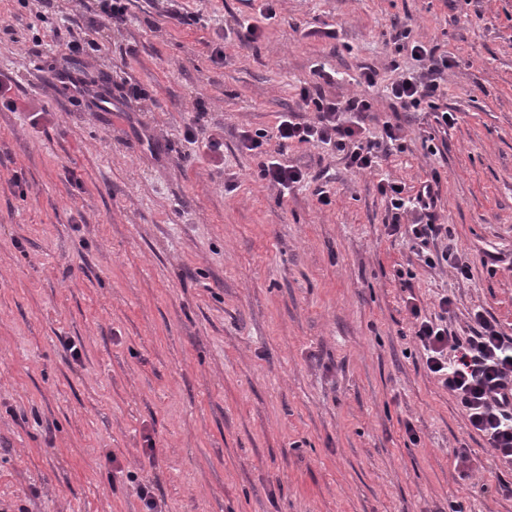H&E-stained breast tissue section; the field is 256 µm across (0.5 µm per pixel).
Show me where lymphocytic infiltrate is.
Here are the masks:
<instances>
[{"mask_svg": "<svg viewBox=\"0 0 512 512\" xmlns=\"http://www.w3.org/2000/svg\"><path fill=\"white\" fill-rule=\"evenodd\" d=\"M409 29L399 30L395 38L408 42L411 57L420 63V72L400 71L391 82V97L407 112L423 107L434 110V120L441 127L455 124L456 116L448 111H436V99L445 72L452 66L448 55L436 48L410 41ZM314 82L299 90V100L309 120L297 119L287 113L279 120L275 133L259 129L243 132L242 146L250 151L259 150L269 137H276L280 147L293 143L315 144L342 153L348 168L355 172L376 170L390 146L401 138L400 124H384L379 138L366 135L365 120L373 110L371 100L353 96L339 100L324 90L334 76L324 67L313 71ZM439 174L421 182L416 192H408L405 185L380 180L378 193L385 197L391 212L386 233L391 237L409 238L416 255L426 266L444 263L467 275L468 265L452 249L439 248L438 242L447 237V225L438 223L435 213ZM410 223H403V216ZM453 301L441 297L437 319L423 316L415 297H408L407 308L414 319L413 338L419 346L428 371L456 400L468 427L482 436L492 450L498 466L512 469V401L499 399L501 389L512 388V336L506 334L497 322L475 313V328L460 334L450 330L448 318Z\"/></svg>", "mask_w": 512, "mask_h": 512, "instance_id": "f902f5d3", "label": "lymphocytic infiltrate"}]
</instances>
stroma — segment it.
<instances>
[{"mask_svg":"<svg viewBox=\"0 0 512 512\" xmlns=\"http://www.w3.org/2000/svg\"><path fill=\"white\" fill-rule=\"evenodd\" d=\"M24 2L0 0V73L36 106L0 110V508L141 512L134 482L150 478L166 512H512V470L427 370L405 306L430 314L446 295L454 330L480 311L512 335V0H277L246 45L233 26L260 21L257 0H183L202 21L179 29L131 0L128 25L100 29L76 66L108 77V109L32 52L79 0ZM403 27L455 61L438 100L452 128L394 112ZM319 64L338 74L327 94L372 100L371 135L399 120L404 148L370 174L270 140L309 174L283 198L239 135L299 111ZM366 68L375 86L358 83ZM127 77L147 99L118 98ZM199 96L201 126L224 129L220 171L183 138ZM434 171L466 279L386 234L377 182Z\"/></svg>","mask_w":512,"mask_h":512,"instance_id":"35a3bbf8","label":"stroma"}]
</instances>
